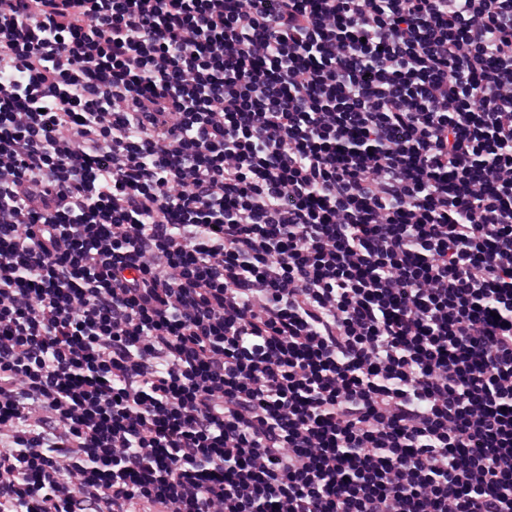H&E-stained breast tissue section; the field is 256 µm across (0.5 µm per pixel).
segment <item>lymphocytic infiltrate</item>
<instances>
[{
	"label": "lymphocytic infiltrate",
	"instance_id": "obj_1",
	"mask_svg": "<svg viewBox=\"0 0 512 512\" xmlns=\"http://www.w3.org/2000/svg\"><path fill=\"white\" fill-rule=\"evenodd\" d=\"M0 512H512V0H0Z\"/></svg>",
	"mask_w": 512,
	"mask_h": 512
}]
</instances>
